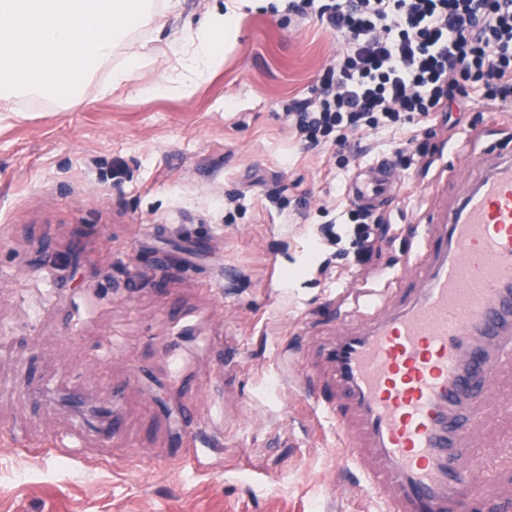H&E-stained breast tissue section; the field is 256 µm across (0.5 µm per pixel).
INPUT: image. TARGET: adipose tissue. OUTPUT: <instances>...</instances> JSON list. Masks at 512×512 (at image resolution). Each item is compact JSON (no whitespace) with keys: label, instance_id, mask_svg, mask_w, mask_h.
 I'll return each instance as SVG.
<instances>
[{"label":"adipose tissue","instance_id":"ef3b65f1","mask_svg":"<svg viewBox=\"0 0 512 512\" xmlns=\"http://www.w3.org/2000/svg\"><path fill=\"white\" fill-rule=\"evenodd\" d=\"M252 0H225L204 17L189 42L179 68L171 75L146 86L149 94H189L206 81L224 56L226 46L236 38V19Z\"/></svg>","mask_w":512,"mask_h":512}]
</instances>
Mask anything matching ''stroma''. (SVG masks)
I'll return each mask as SVG.
<instances>
[{"mask_svg": "<svg viewBox=\"0 0 512 512\" xmlns=\"http://www.w3.org/2000/svg\"><path fill=\"white\" fill-rule=\"evenodd\" d=\"M166 4L133 33L144 84L174 70L215 0ZM237 28L190 95L109 87L117 50L77 93L0 110V512H383L336 464L320 354L402 308L400 272L433 261L410 225L438 226L512 160V117L452 112L455 140L420 131L409 167L358 136L341 169L285 115L336 58L334 35L287 0H254ZM365 146L402 187L360 263L322 230L353 208ZM43 389L111 406L110 432ZM471 414L480 490L512 507L511 359Z\"/></svg>", "mask_w": 512, "mask_h": 512, "instance_id": "35a3bbf8", "label": "stroma"}]
</instances>
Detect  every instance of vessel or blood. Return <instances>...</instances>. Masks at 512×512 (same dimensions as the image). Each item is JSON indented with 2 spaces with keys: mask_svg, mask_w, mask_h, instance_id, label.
<instances>
[{
  "mask_svg": "<svg viewBox=\"0 0 512 512\" xmlns=\"http://www.w3.org/2000/svg\"><path fill=\"white\" fill-rule=\"evenodd\" d=\"M397 185L380 159L351 189L366 200ZM415 235L437 259L414 271L420 286L407 304L324 356L335 385L324 406L342 435L336 462L360 469L386 512H481L484 462L466 458L474 420L463 407L512 355V162L482 177L442 231Z\"/></svg>",
  "mask_w": 512,
  "mask_h": 512,
  "instance_id": "obj_1",
  "label": "vessel or blood"
}]
</instances>
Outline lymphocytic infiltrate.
I'll return each instance as SVG.
<instances>
[{
    "instance_id": "f902f5d3",
    "label": "lymphocytic infiltrate",
    "mask_w": 512,
    "mask_h": 512,
    "mask_svg": "<svg viewBox=\"0 0 512 512\" xmlns=\"http://www.w3.org/2000/svg\"><path fill=\"white\" fill-rule=\"evenodd\" d=\"M288 12L316 14L341 46L311 96L288 106L308 149L331 155L453 105L512 102V0H288Z\"/></svg>"
}]
</instances>
